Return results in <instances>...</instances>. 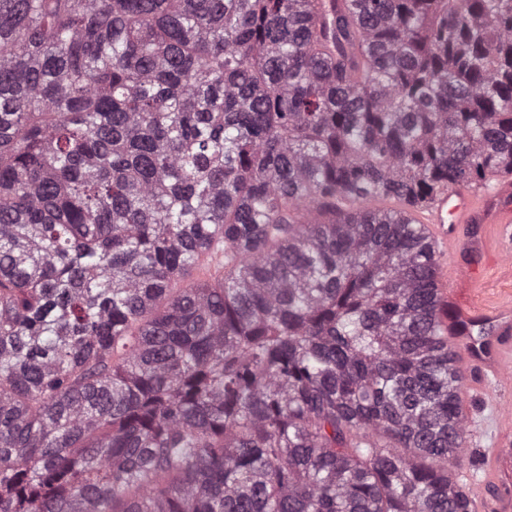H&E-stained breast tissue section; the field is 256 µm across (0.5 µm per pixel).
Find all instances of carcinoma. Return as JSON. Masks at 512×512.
Masks as SVG:
<instances>
[{
    "label": "carcinoma",
    "mask_w": 512,
    "mask_h": 512,
    "mask_svg": "<svg viewBox=\"0 0 512 512\" xmlns=\"http://www.w3.org/2000/svg\"><path fill=\"white\" fill-rule=\"evenodd\" d=\"M512 174V0H0V512H472L418 207Z\"/></svg>",
    "instance_id": "cac0c4a2"
}]
</instances>
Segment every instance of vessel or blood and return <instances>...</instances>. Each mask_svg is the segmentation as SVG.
Masks as SVG:
<instances>
[{"instance_id":"1","label":"vessel or blood","mask_w":512,"mask_h":512,"mask_svg":"<svg viewBox=\"0 0 512 512\" xmlns=\"http://www.w3.org/2000/svg\"><path fill=\"white\" fill-rule=\"evenodd\" d=\"M404 219L421 225L435 257V301L440 329L465 376L462 418L472 421V399L480 390L512 383V304L489 307L461 303V292L485 287L488 269L512 264V176L485 185L455 184L424 205L407 208ZM495 227L488 247L484 225ZM481 458L482 475L469 480L476 512H512V409Z\"/></svg>"}]
</instances>
